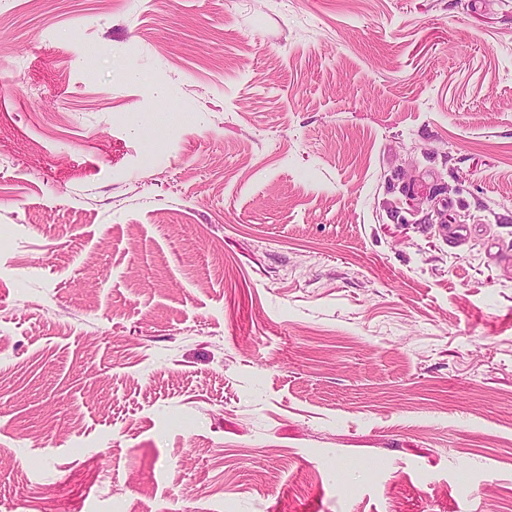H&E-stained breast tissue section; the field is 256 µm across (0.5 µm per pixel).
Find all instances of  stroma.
<instances>
[{
    "instance_id": "35a3bbf8",
    "label": "stroma",
    "mask_w": 512,
    "mask_h": 512,
    "mask_svg": "<svg viewBox=\"0 0 512 512\" xmlns=\"http://www.w3.org/2000/svg\"><path fill=\"white\" fill-rule=\"evenodd\" d=\"M0 512H512V0H0Z\"/></svg>"
}]
</instances>
